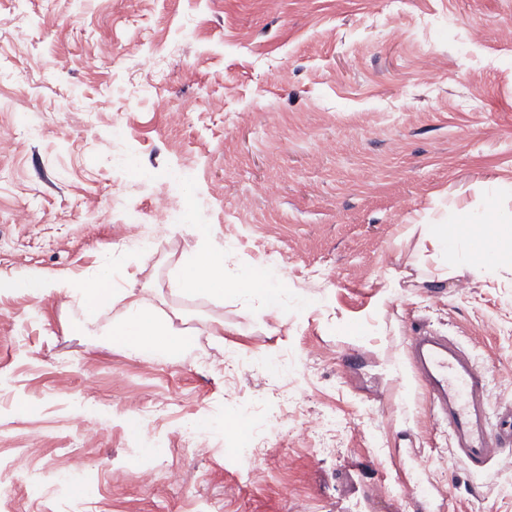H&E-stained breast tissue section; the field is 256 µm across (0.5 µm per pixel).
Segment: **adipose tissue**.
Wrapping results in <instances>:
<instances>
[{
	"instance_id": "ef3b65f1",
	"label": "adipose tissue",
	"mask_w": 512,
	"mask_h": 512,
	"mask_svg": "<svg viewBox=\"0 0 512 512\" xmlns=\"http://www.w3.org/2000/svg\"><path fill=\"white\" fill-rule=\"evenodd\" d=\"M452 229L449 223L428 224L420 239L422 259L432 262L441 278L448 275L449 246L456 240ZM182 265L183 271L175 276L173 285L183 292L203 291L221 296L231 287L223 276V243L204 239L196 251L184 257ZM80 290L90 310L105 305L121 307L122 322L114 328L113 334L127 350L144 352L159 349L174 356L182 349L183 338L173 329L161 326L143 293L132 288L113 289L111 271H103L96 278L81 283Z\"/></svg>"
}]
</instances>
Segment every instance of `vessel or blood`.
<instances>
[{
	"mask_svg": "<svg viewBox=\"0 0 512 512\" xmlns=\"http://www.w3.org/2000/svg\"><path fill=\"white\" fill-rule=\"evenodd\" d=\"M407 350L460 461L479 473L497 456L512 452V410L491 417L488 378L457 337L418 331L410 336Z\"/></svg>",
	"mask_w": 512,
	"mask_h": 512,
	"instance_id": "obj_1",
	"label": "vessel or blood"
}]
</instances>
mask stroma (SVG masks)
Segmentation results:
<instances>
[{"label": "stroma", "instance_id": "35a3bbf8", "mask_svg": "<svg viewBox=\"0 0 512 512\" xmlns=\"http://www.w3.org/2000/svg\"><path fill=\"white\" fill-rule=\"evenodd\" d=\"M509 27L512 0H0V468L16 475L0 512L76 494L84 512H512V466L455 457L406 350L418 329L458 336L492 411L512 408V262L430 282L419 248L425 224L512 225ZM188 167L173 194L207 201L199 230L128 244L115 199L150 208ZM205 234L227 282L278 269L279 317L257 294L172 287ZM106 267L177 316L179 358L131 356L80 293L2 287ZM229 350L246 359L230 388ZM282 388L335 416L333 449L294 418L270 431ZM192 422L218 449L181 452ZM243 435L262 444L246 479L227 454ZM173 467L184 486L165 482Z\"/></svg>", "mask_w": 512, "mask_h": 512}]
</instances>
